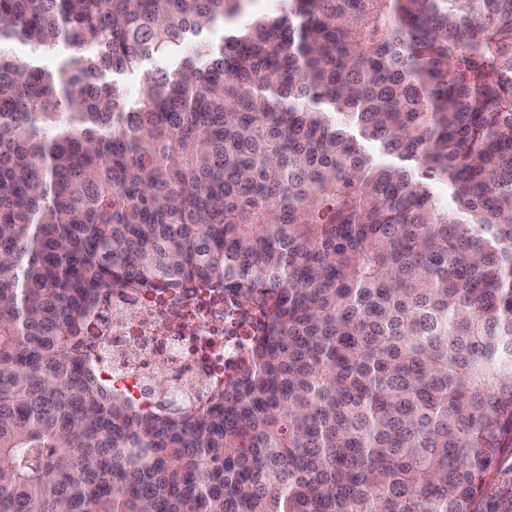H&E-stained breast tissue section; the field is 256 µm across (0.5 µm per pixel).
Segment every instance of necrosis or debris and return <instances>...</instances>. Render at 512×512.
<instances>
[{"label":"necrosis or debris","instance_id":"4bbe7bcc","mask_svg":"<svg viewBox=\"0 0 512 512\" xmlns=\"http://www.w3.org/2000/svg\"><path fill=\"white\" fill-rule=\"evenodd\" d=\"M169 295L115 289L105 295L88 324V352L102 379L123 386L147 412L183 394L187 384L205 388L224 380L250 329L224 317V305L199 293L181 297L184 313L172 320ZM163 370V390H151L155 370Z\"/></svg>","mask_w":512,"mask_h":512}]
</instances>
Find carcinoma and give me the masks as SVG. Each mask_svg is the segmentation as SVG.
Wrapping results in <instances>:
<instances>
[{"label":"carcinoma","mask_w":512,"mask_h":512,"mask_svg":"<svg viewBox=\"0 0 512 512\" xmlns=\"http://www.w3.org/2000/svg\"><path fill=\"white\" fill-rule=\"evenodd\" d=\"M246 2L0 0V512H512V0ZM114 288L251 345L144 412L88 357ZM7 53L24 60L37 58L40 64L45 67H55L60 62V59L68 53V50L61 48L57 53L51 55H40L34 49L26 44L14 43L6 48ZM175 61L174 58H159L145 61L139 71L126 72L123 75L114 77L115 83L122 86L125 99L133 102L137 99V91L139 87L140 74L142 70H150L164 68L171 65ZM488 490L492 496L510 492L512 489V452L500 458L498 465L492 469L488 479Z\"/></svg>","instance_id":"obj_1"}]
</instances>
